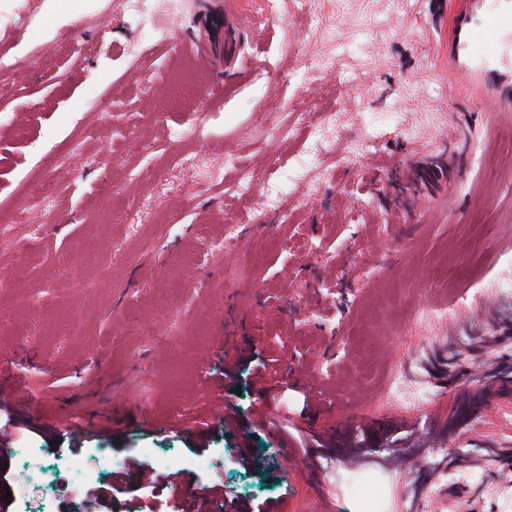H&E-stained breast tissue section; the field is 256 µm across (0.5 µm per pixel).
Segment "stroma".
Segmentation results:
<instances>
[{
    "mask_svg": "<svg viewBox=\"0 0 512 512\" xmlns=\"http://www.w3.org/2000/svg\"><path fill=\"white\" fill-rule=\"evenodd\" d=\"M486 3L149 0L140 15L66 0L75 20L50 39V0H0V23L23 34L1 35L0 54L25 58L0 77V396L21 429L0 455L10 512H29L17 489L32 465L47 512H162L134 460L155 474L181 462L189 502L216 484L285 512H471L480 485L485 512H512V483L448 464L449 449L512 441V399L441 432L478 390L472 368L512 359L481 345L512 326V44L492 63L466 49ZM225 12L247 20L229 52L202 25ZM299 114L337 147L366 137L364 153L339 165L308 132L267 138ZM242 169L248 198L231 188ZM258 237L267 258L244 266ZM389 293L406 308L377 311ZM242 354L221 423L210 379ZM269 360L312 398L299 424L316 462L256 423L278 414L252 382ZM180 417L205 438L171 429ZM105 422L77 443L67 431ZM356 429L392 454L352 447ZM72 456L97 466L76 498L58 491ZM117 471L127 494L110 489Z\"/></svg>",
    "mask_w": 512,
    "mask_h": 512,
    "instance_id": "stroma-1",
    "label": "stroma"
}]
</instances>
